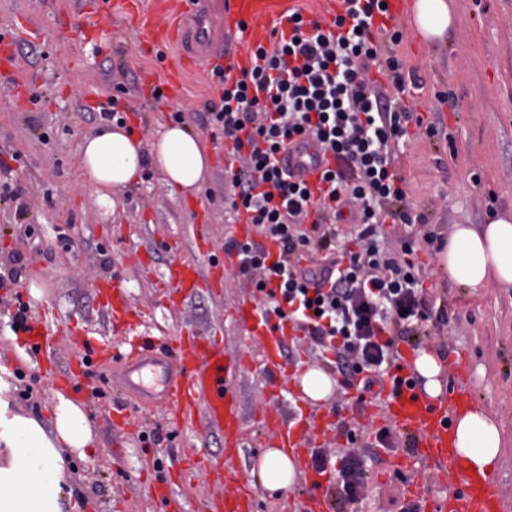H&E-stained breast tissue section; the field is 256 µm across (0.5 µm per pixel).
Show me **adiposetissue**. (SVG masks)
Masks as SVG:
<instances>
[{
	"label": "adipose tissue",
	"instance_id": "adipose-tissue-1",
	"mask_svg": "<svg viewBox=\"0 0 512 512\" xmlns=\"http://www.w3.org/2000/svg\"><path fill=\"white\" fill-rule=\"evenodd\" d=\"M413 19L428 41L444 40L454 25L449 0H413ZM83 177L99 200L138 182L146 165H153L174 191L196 192L206 182L211 164L203 139L179 123L163 125L158 138L144 145L131 130L112 123L86 136L79 145ZM439 267L452 281L472 288L512 287V214L488 223L454 225L446 246L437 254ZM54 430L46 432L34 418L9 414L0 400V446L7 453L0 465V512H62L66 466L63 449L78 452L95 447L88 413L65 395H57ZM453 445L465 469L477 477L491 475L503 448L502 430L485 410L473 407L457 413ZM265 488L289 490L299 477L293 456L269 448L258 461Z\"/></svg>",
	"mask_w": 512,
	"mask_h": 512
}]
</instances>
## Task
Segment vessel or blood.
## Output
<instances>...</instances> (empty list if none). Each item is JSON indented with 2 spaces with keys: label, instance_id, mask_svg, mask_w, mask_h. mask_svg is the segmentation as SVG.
<instances>
[{
  "label": "vessel or blood",
  "instance_id": "vessel-or-blood-1",
  "mask_svg": "<svg viewBox=\"0 0 512 512\" xmlns=\"http://www.w3.org/2000/svg\"><path fill=\"white\" fill-rule=\"evenodd\" d=\"M280 5L281 0H153L152 9L147 12L140 0H118L117 8L124 20H137L143 41L160 38L179 45L180 56L169 68L167 77L168 86L175 88L200 62L211 68L222 64L236 72L251 67V58L237 54L235 48L244 41L254 45L266 41L268 30L262 23L263 17L275 14L280 23H287V16L279 12ZM158 16L164 18V27H156L154 19ZM43 38V30L29 15H19L11 32L0 35V74H12L18 43L35 44ZM278 158L296 180L313 189L320 188L323 171L333 164L332 157L323 154L319 142L311 137L287 143ZM168 279L181 289L203 284L199 272L184 264L170 268ZM110 289L112 333L127 339V352L114 367V377L140 395L154 394L156 401L201 406L206 425L223 433L225 446L241 448L236 402L224 394L231 368L225 361L221 341L180 335L176 338L178 350L173 353L167 344L133 335L137 312L129 303L126 286L116 279ZM234 314L251 333L267 337L268 355L272 358L281 353L288 336L295 333L292 322H283L276 328L265 323L261 306L245 299L236 306ZM56 320V311L49 305L40 321L28 323L26 334L33 346L43 344ZM400 375L404 384L400 395L388 403L389 418L413 438L418 460L437 465L449 480L463 483L459 491L449 493L436 504L433 512H501L500 496L494 485L466 475L456 457L448 410L433 403L425 390L414 384L412 372L404 369ZM300 425L297 419L284 422L285 433L277 445L291 449L299 466L304 468L308 465L309 450L292 437L294 428Z\"/></svg>",
  "mask_w": 512,
  "mask_h": 512
}]
</instances>
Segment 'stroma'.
Returning a JSON list of instances; mask_svg holds the SVG:
<instances>
[{"label": "stroma", "instance_id": "obj_1", "mask_svg": "<svg viewBox=\"0 0 512 512\" xmlns=\"http://www.w3.org/2000/svg\"><path fill=\"white\" fill-rule=\"evenodd\" d=\"M100 2L102 42L84 37L78 0H0V33L21 13L46 33L44 44L21 47L15 62L16 71L36 81L32 97L0 90V158L8 160L27 208L19 215L0 203V269L21 254L30 312L53 302L63 320L85 326L99 345L114 343L106 298L97 292L106 278L124 280L132 303L150 312L142 326L147 335L222 337L229 361L239 365L227 391L238 401L246 445L232 452L223 435L205 425L189 431L166 424L161 403L143 408L138 427L120 430L114 422L134 396L114 388L97 366L86 367L65 389L85 408L97 439L87 459L74 454L67 461L72 512H209V502L228 488L253 490L254 512H302L307 497L336 499L339 486L317 488L307 477L290 491H268L255 471L269 437L265 417L298 412L329 423L316 437V452L332 461L352 452L364 457L362 495L344 512H402L404 489L415 481L426 482L429 499L440 497V472L427 478L414 467L389 470L388 460L405 453L407 442L379 415L384 398L339 385L329 400L310 405L302 399L300 376L311 368L332 375L334 365L298 335L284 346L288 372L280 374L266 364L264 340L234 318L239 300L260 303L264 296L224 264L225 248L239 233L225 203L224 137L213 134L201 111L219 92L190 72L177 101L153 100L172 49L160 43L141 50L135 29L113 11V0ZM454 10L456 22L438 45L415 34L410 16L396 21L402 40L393 52L423 84L408 101L413 119L398 168L413 214L427 222L384 225L380 241L395 250L414 242L425 288L448 309L447 325L433 327L421 347L440 357L445 392L465 383L475 402L500 421L505 448L492 479L504 495L502 512H512V288H463L436 265L439 244L454 225L482 224L491 212L512 209V0H454ZM123 74L141 88L130 98L126 118L136 136L154 141L161 124L180 111L185 125L206 139L211 175L197 194L171 193L152 167L143 182L114 193L108 203L84 187L79 145L102 126L100 108ZM194 222L202 225L203 237L192 242L184 227ZM428 231L434 235L430 244L423 238ZM178 263L199 266L209 285L187 297L170 295L167 273ZM13 303L11 289L0 288V360L18 370L5 378L8 410L35 417L49 431L56 388L34 361H21L28 347L9 326ZM458 360L464 363L459 378L452 370ZM386 430L391 436L385 447L378 436ZM158 483L171 485L173 500L151 495Z\"/></svg>", "mask_w": 512, "mask_h": 512}]
</instances>
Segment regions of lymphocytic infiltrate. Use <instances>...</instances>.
Returning <instances> with one entry per match:
<instances>
[{"label": "lymphocytic infiltrate", "instance_id": "1", "mask_svg": "<svg viewBox=\"0 0 512 512\" xmlns=\"http://www.w3.org/2000/svg\"><path fill=\"white\" fill-rule=\"evenodd\" d=\"M330 25L288 15L289 33L272 29L270 45H256L252 68L231 77L215 68L218 99L203 110L211 125L233 141L240 164L225 176L232 188L230 207L276 242L277 255L247 241H231L239 273L265 290L278 318L300 316L306 333L322 352L333 354L346 378L362 375L364 391L391 378L396 340L420 335L425 323L448 321L419 278L412 245L395 258L380 244L386 224L414 218L395 148L407 137L411 88L386 42H399L394 29L372 31L373 15L387 0H342ZM318 139L336 165L322 177L323 189L293 181L276 156L295 137ZM356 215V232L341 246L340 259L320 271L292 265V256L328 248L302 231L304 220L320 226L343 208Z\"/></svg>", "mask_w": 512, "mask_h": 512}]
</instances>
